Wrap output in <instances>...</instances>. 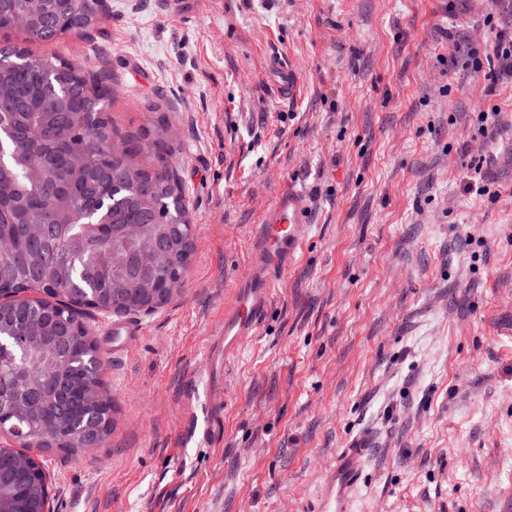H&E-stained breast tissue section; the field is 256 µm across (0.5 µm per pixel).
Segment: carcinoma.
Here are the masks:
<instances>
[{
    "label": "carcinoma",
    "mask_w": 512,
    "mask_h": 512,
    "mask_svg": "<svg viewBox=\"0 0 512 512\" xmlns=\"http://www.w3.org/2000/svg\"><path fill=\"white\" fill-rule=\"evenodd\" d=\"M25 8L31 10L30 27L43 41L82 35L101 17L98 0H78L67 20L49 3L38 8L28 0H14L0 11V32L13 31L12 13ZM0 59L7 63L0 69V103L15 106V125L40 133V153L50 164L33 178L14 170L0 175V235L12 239L10 249L0 250V295L12 298L3 308L0 325L8 334L28 323L32 309L65 323L74 350L71 377L79 386L86 380L80 362L94 355L97 346L84 314L71 304L96 300L104 307L121 308L123 315L139 313L141 295L157 281L153 272L139 268L135 256L156 251L165 238L172 241L169 267L181 270L189 264L176 235V225L190 223L177 164L159 132L126 135L120 144L114 143L102 107L110 94L105 71L78 74L61 55H34L18 45H1ZM77 150L86 159L79 172L69 161ZM142 154L148 163L134 161ZM133 215L138 229L126 236L122 225ZM29 223L51 228L50 242L34 245L27 234ZM28 290L39 296L17 298ZM50 335L48 325L30 329L26 361L0 352V367L19 389L28 386V367L36 369L44 383L58 377L48 347ZM45 413L43 405L18 410L4 426L21 428L22 444L39 439L46 448L75 452L80 444L78 418L60 420L57 435L43 437L39 423ZM42 468L39 460L22 478L0 464V485L12 491L14 512H39Z\"/></svg>",
    "instance_id": "1"
}]
</instances>
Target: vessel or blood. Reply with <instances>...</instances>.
I'll list each match as a JSON object with an SVG mask.
<instances>
[{
    "mask_svg": "<svg viewBox=\"0 0 512 512\" xmlns=\"http://www.w3.org/2000/svg\"><path fill=\"white\" fill-rule=\"evenodd\" d=\"M310 211L309 196L291 184L264 209L251 244V262L261 266L262 272L239 284L235 302L225 311L224 322L207 348L209 369L223 365L240 343L263 326L281 271L288 258L303 248ZM367 454V445L355 442L327 465L320 494L308 512H349L350 495L361 480Z\"/></svg>",
    "mask_w": 512,
    "mask_h": 512,
    "instance_id": "b4317fda",
    "label": "vessel or blood"
}]
</instances>
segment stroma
Returning <instances> with one entry per match:
<instances>
[{
    "mask_svg": "<svg viewBox=\"0 0 512 512\" xmlns=\"http://www.w3.org/2000/svg\"><path fill=\"white\" fill-rule=\"evenodd\" d=\"M510 26L512 0H103L88 36L9 33L106 70L120 134L170 131L195 230L169 302L86 316L112 428L70 458L35 449L56 512H303L359 439L354 512H512V82L444 61L449 35ZM474 167L486 195L463 190ZM289 183L313 200L306 246L213 419L204 354Z\"/></svg>",
    "mask_w": 512,
    "mask_h": 512,
    "instance_id": "1",
    "label": "stroma"
}]
</instances>
